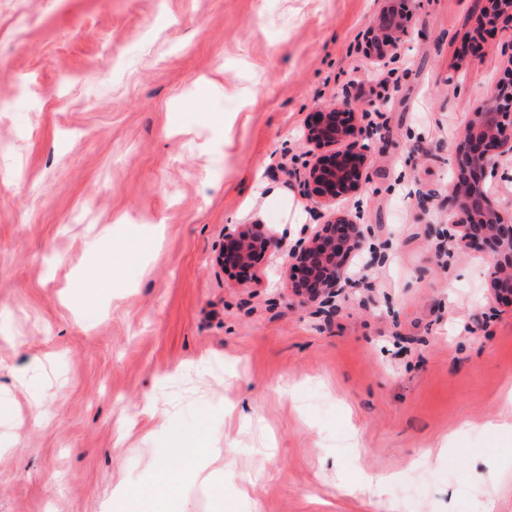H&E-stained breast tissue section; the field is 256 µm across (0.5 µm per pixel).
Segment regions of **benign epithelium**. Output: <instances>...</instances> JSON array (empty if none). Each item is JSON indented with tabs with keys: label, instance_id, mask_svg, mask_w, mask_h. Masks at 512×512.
Returning <instances> with one entry per match:
<instances>
[{
	"label": "benign epithelium",
	"instance_id": "1",
	"mask_svg": "<svg viewBox=\"0 0 512 512\" xmlns=\"http://www.w3.org/2000/svg\"><path fill=\"white\" fill-rule=\"evenodd\" d=\"M405 0H383L364 34L362 53L376 66L393 60L413 36L412 12ZM356 99L319 108L306 126V142L317 153L305 174L306 196L325 220L294 248H283L277 232L263 224H227L215 263L237 281L255 275L270 257H284L287 288L301 304H332L349 283V270L365 249L361 212L341 201L361 192L371 157L372 136L356 124ZM512 153V78L487 90L460 133L454 178L443 203L448 206V239L465 251L484 256V277L493 295L512 302V212L494 207L485 190L495 179L499 158Z\"/></svg>",
	"mask_w": 512,
	"mask_h": 512
}]
</instances>
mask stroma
<instances>
[{
    "label": "stroma",
    "mask_w": 512,
    "mask_h": 512,
    "mask_svg": "<svg viewBox=\"0 0 512 512\" xmlns=\"http://www.w3.org/2000/svg\"><path fill=\"white\" fill-rule=\"evenodd\" d=\"M381 7L0 0V512H512V306L484 258L435 251L512 25L411 0L412 40L356 70ZM372 88L389 101L363 125L390 145L348 200L366 278L332 311L268 262L230 279L225 225L291 247L321 223L304 126ZM92 271L115 286L80 300ZM161 465L183 478L160 501Z\"/></svg>",
    "instance_id": "obj_1"
}]
</instances>
